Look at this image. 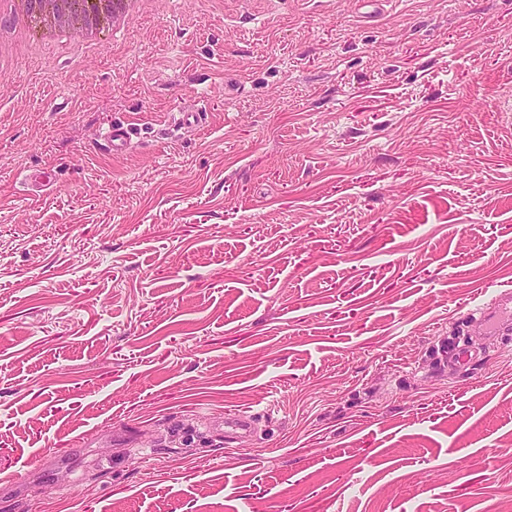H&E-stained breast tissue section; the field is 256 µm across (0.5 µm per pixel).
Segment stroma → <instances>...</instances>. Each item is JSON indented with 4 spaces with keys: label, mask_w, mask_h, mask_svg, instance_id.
<instances>
[{
    "label": "stroma",
    "mask_w": 512,
    "mask_h": 512,
    "mask_svg": "<svg viewBox=\"0 0 512 512\" xmlns=\"http://www.w3.org/2000/svg\"><path fill=\"white\" fill-rule=\"evenodd\" d=\"M10 54L0 512H512V337L467 320L512 290V0H141ZM103 139L113 153H123L131 146L128 127L121 123L109 124L103 131Z\"/></svg>",
    "instance_id": "1"
}]
</instances>
